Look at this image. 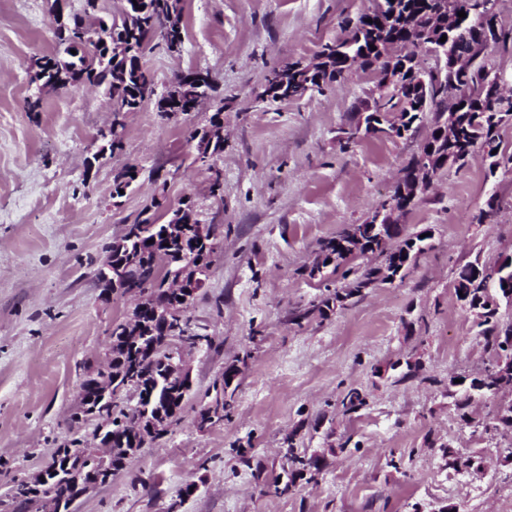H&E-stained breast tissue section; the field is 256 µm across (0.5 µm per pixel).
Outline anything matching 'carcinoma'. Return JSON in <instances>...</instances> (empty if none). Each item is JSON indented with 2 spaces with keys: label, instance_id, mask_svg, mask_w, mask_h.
<instances>
[{
  "label": "carcinoma",
  "instance_id": "1",
  "mask_svg": "<svg viewBox=\"0 0 512 512\" xmlns=\"http://www.w3.org/2000/svg\"><path fill=\"white\" fill-rule=\"evenodd\" d=\"M462 0H375L374 8L359 15L354 23V32L347 47L345 58L336 57V43L325 44L317 55L318 70L312 76L310 89L339 83L349 75L347 59L359 62L361 68L397 70L404 61L412 60L417 43L410 37H419V33L431 27L437 30V38L449 34V41L457 43L465 33H472L471 19H457L454 31H448L450 12L462 9ZM180 0H123L121 12L117 16L106 18L93 10L85 15H72L65 23L56 26L55 35L60 49L42 57L46 74L40 78L41 86L54 90L69 89L78 85L95 86L104 90L112 98V111L136 112L152 100L155 95L153 82L145 69L143 56L146 43L157 37L174 51L177 46L169 39L172 33L182 32ZM97 37L94 49L81 50L76 38ZM512 49V28L504 29L501 36L491 47L479 46L475 49L474 69L485 68L488 55L493 51ZM204 74V87L184 79L176 82L156 102L157 111L164 115L186 111V103L212 89L209 72L189 70V75ZM469 73L463 70L448 69L433 90L428 112L432 114L430 124L437 126L445 113L453 109L458 125L455 140L448 147L464 142L474 146L499 139L500 128L512 123V101L507 102L504 112L490 111L491 95L482 87L467 88ZM389 108H399L409 116V120L423 122L425 113L416 108L417 100L408 92L403 97L387 100ZM194 162L206 166L207 153L218 154L224 151V138L214 133L202 135L196 145ZM137 169L126 166L113 178V192L122 197L120 187H129L135 181L133 173ZM134 227L138 233L123 235L112 242V266L121 269L118 282L120 286L134 290L140 297L139 315L141 335L145 339L137 344L127 337L126 321L112 325V343L105 353V363L112 364V390H126L131 386L138 393L136 405L129 409L112 403V468L119 471L126 465L127 458L134 449L142 448L147 441L154 440L160 433H153L143 427L132 432L134 419L142 418L145 412L162 413L178 419L183 409V393L174 381H167V361L170 357L162 346L154 345L160 336H180L189 328V319L173 317L164 328L155 321L156 305L171 302L172 295L165 288L167 278L180 266L193 264L206 271L210 270L215 252L212 240L203 243L193 232L182 238L163 236L166 225L154 224L146 218L137 221ZM368 224H352L343 229L336 237L324 242L319 256L322 262L312 268L333 266L338 270L343 252L358 248L362 251L373 250L375 241L365 235ZM385 233L395 238V245L388 252L379 251L384 263L370 267L363 273L351 268L342 273L346 284L322 298L315 309L322 316L336 309L341 294L349 296L362 293L377 281H385L390 276L409 267L410 262L425 251V239L418 235L406 236L403 230L389 224L384 225ZM363 240L356 239V234ZM455 291L463 292L466 304L483 310V320L477 324L479 334L485 339L486 349L494 355L491 368L483 377H474L469 382L464 399L457 402L462 411L461 419L470 422L467 409L475 396L490 391L496 384L512 386V322L503 323L499 318L500 301L512 305V261H500L492 267L479 262H468L459 267L454 284ZM238 375L235 364L224 367L221 389L216 391L213 404L215 422H221L230 411L232 397L228 396L230 381ZM288 464L290 482L284 486L274 485L275 493L289 490L291 481L301 478L304 472L321 470L322 459L310 457L304 459L288 446L285 455ZM13 499L18 507L25 510L38 506L41 493L24 483L17 484L13 490Z\"/></svg>",
  "mask_w": 512,
  "mask_h": 512
}]
</instances>
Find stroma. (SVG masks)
I'll return each instance as SVG.
<instances>
[{
    "label": "stroma",
    "mask_w": 512,
    "mask_h": 512,
    "mask_svg": "<svg viewBox=\"0 0 512 512\" xmlns=\"http://www.w3.org/2000/svg\"><path fill=\"white\" fill-rule=\"evenodd\" d=\"M372 5L182 0L179 51H145L155 92L189 69L209 71L214 92L169 119L152 103L126 113L122 151L90 168L111 99L35 83L37 61L57 47L50 0H0V512H15V482L69 444L83 366L104 357L112 324L134 304L95 286L106 247L144 209L163 224L184 201L217 228L187 312L214 345L188 358L194 389L179 420L77 512H512V430L482 426L512 392L476 398L467 423L455 407L462 389L448 384L490 358L454 281L465 263L512 256V170L489 173L477 156L441 171L404 219L406 234L432 233L404 278L376 283L328 317H295L342 283L310 278L321 244L389 198L428 129L343 140L353 105L376 84L372 69L298 100L260 94L270 70L311 63ZM34 98L41 107L31 112ZM217 112L224 151L206 169L187 140ZM127 164L139 178L113 198V176ZM494 192L499 210L478 223ZM234 360L230 416L200 426L197 411ZM353 388L366 403L347 414L341 400ZM290 436L297 453L324 455L326 465L278 495ZM447 448L476 466H446Z\"/></svg>",
    "instance_id": "stroma-1"
}]
</instances>
